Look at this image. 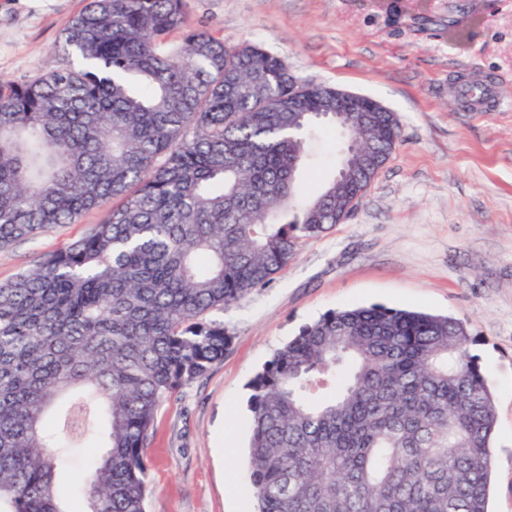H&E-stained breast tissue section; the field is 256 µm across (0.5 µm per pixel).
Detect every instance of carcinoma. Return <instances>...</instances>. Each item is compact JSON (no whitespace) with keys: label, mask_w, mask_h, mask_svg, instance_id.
Masks as SVG:
<instances>
[{"label":"carcinoma","mask_w":512,"mask_h":512,"mask_svg":"<svg viewBox=\"0 0 512 512\" xmlns=\"http://www.w3.org/2000/svg\"><path fill=\"white\" fill-rule=\"evenodd\" d=\"M62 51L0 81V249L104 216L0 283V503L68 512L60 457L100 436L86 512H146L158 408L231 343L209 313L269 282L373 177L356 166L303 195L288 100L334 108L336 88L190 26L185 0H89ZM349 117L391 154L399 123ZM474 342L455 318L380 305L302 326L249 382L256 512H489L497 410Z\"/></svg>","instance_id":"1"}]
</instances>
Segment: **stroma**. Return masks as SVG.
<instances>
[{
	"label": "stroma",
	"instance_id": "stroma-1",
	"mask_svg": "<svg viewBox=\"0 0 512 512\" xmlns=\"http://www.w3.org/2000/svg\"><path fill=\"white\" fill-rule=\"evenodd\" d=\"M87 0H0V79L62 62V34ZM189 21L231 46L258 44L312 84L370 96L401 140L351 216L301 239L295 257L239 304L211 312L232 342L171 394L148 452V512L254 505L247 383L273 350L330 309L380 304L465 322L495 397L491 512H512V110L471 111L460 88L512 103V0H187ZM336 127L319 124L302 181L332 178ZM101 215L0 249V282L86 235ZM100 451L71 449L58 487L77 512Z\"/></svg>",
	"mask_w": 512,
	"mask_h": 512
}]
</instances>
